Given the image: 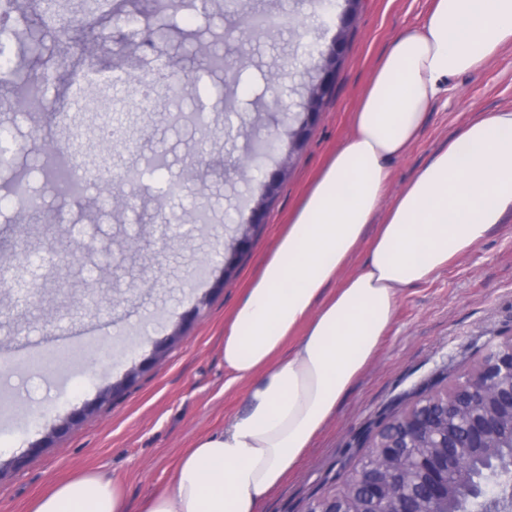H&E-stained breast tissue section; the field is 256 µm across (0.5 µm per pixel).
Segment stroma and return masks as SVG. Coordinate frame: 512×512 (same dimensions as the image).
<instances>
[{
    "instance_id": "obj_1",
    "label": "stroma",
    "mask_w": 512,
    "mask_h": 512,
    "mask_svg": "<svg viewBox=\"0 0 512 512\" xmlns=\"http://www.w3.org/2000/svg\"><path fill=\"white\" fill-rule=\"evenodd\" d=\"M150 43L132 74L152 77L158 60L166 83L203 77L212 91L203 123L171 128L163 113L136 124L139 152L116 154L114 168L136 167L160 151L165 181L186 182L163 206L139 204L122 220L110 212L107 191L93 189L87 203L94 218L80 217L72 201L46 189L38 170L40 151L68 138L61 120L70 106L73 73L109 68L125 16L99 25L87 22L53 47L60 81L44 111L21 110L13 84L0 81V148L13 159L0 171V512H29L48 488L95 472L115 480L131 508L164 488L186 448L242 409L246 383L226 386L221 345L229 317L294 212L349 137L351 116L379 57L404 29L419 25L431 0H365L351 31L336 89L310 127L304 148L292 156L271 152L241 173L238 160L253 141L297 127L305 116V84L311 80L308 49L328 46L336 35L343 0H242L238 10L214 5L210 12L169 14L157 31L154 0H133ZM288 15L291 25L271 35L251 36L244 19L259 13ZM224 35L230 72L205 73L184 33ZM283 73L287 114L274 112L267 86L270 71ZM447 99L427 114L409 154L392 169L390 189L400 190L472 117L512 108V46L503 47L480 70L453 77ZM232 92L236 114L225 117L219 96ZM214 159L190 167L200 147ZM288 175L270 204L263 228L224 281V252L249 216L262 180L280 166ZM28 169L41 194V220L24 226L8 193L13 171ZM203 202L211 221L186 224L184 214ZM180 233L160 245L162 225ZM62 265L50 260L51 251ZM194 320L179 344L143 373L123 397L86 418L35 456L40 441L73 409L151 356L186 315ZM512 338V215L505 216L469 254L428 282L407 288L374 361L355 382L311 448L264 502L262 512H307L313 500L330 496L367 447L383 418L401 412L422 391L447 386L469 372L490 347ZM27 455L13 470L11 458Z\"/></svg>"
}]
</instances>
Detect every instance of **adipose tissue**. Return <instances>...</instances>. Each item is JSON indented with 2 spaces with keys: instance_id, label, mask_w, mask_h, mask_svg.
I'll list each match as a JSON object with an SVG mask.
<instances>
[{
  "instance_id": "obj_1",
  "label": "adipose tissue",
  "mask_w": 512,
  "mask_h": 512,
  "mask_svg": "<svg viewBox=\"0 0 512 512\" xmlns=\"http://www.w3.org/2000/svg\"><path fill=\"white\" fill-rule=\"evenodd\" d=\"M512 45V0H433L374 69L336 151L224 332L245 407L180 457L139 512H259L375 359L402 293L465 256L512 212V110L474 117L394 198L392 166L418 140L450 78ZM367 255L351 262L359 247ZM32 512H129L87 474Z\"/></svg>"
}]
</instances>
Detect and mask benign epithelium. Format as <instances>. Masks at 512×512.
Instances as JSON below:
<instances>
[{
	"label": "benign epithelium",
	"instance_id": "benign-epithelium-1",
	"mask_svg": "<svg viewBox=\"0 0 512 512\" xmlns=\"http://www.w3.org/2000/svg\"><path fill=\"white\" fill-rule=\"evenodd\" d=\"M336 37L325 50L309 54L317 80L309 87L306 121L288 134L287 150L304 146L307 127L334 86L343 61L346 33L356 21L362 0H344ZM281 167L259 186L245 227L224 259V278L235 269L236 258L251 244L252 232L266 216V201L286 176ZM184 318L151 355L132 367L98 398L73 410L29 455L39 454L53 439L79 424L110 399L125 393L140 374L152 368L181 338ZM512 447V340L487 352L477 368L445 390L418 398L406 411L384 420L356 468L332 496L314 501L308 512H452V507L485 499L486 488L501 468L484 471L475 484L473 467L493 460Z\"/></svg>",
	"mask_w": 512,
	"mask_h": 512
}]
</instances>
